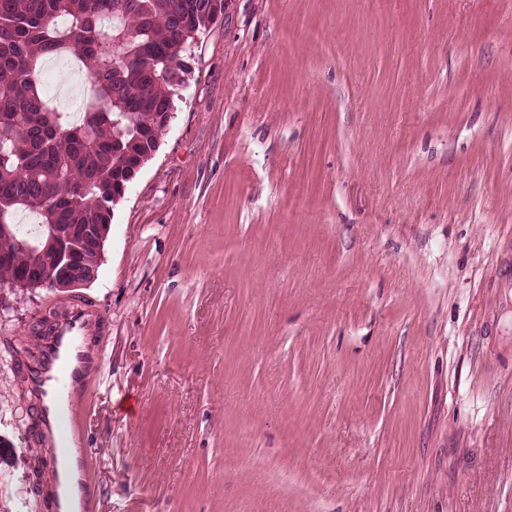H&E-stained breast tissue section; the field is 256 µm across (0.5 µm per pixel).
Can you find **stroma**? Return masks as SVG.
I'll list each match as a JSON object with an SVG mask.
<instances>
[{
  "label": "stroma",
  "instance_id": "35a3bbf8",
  "mask_svg": "<svg viewBox=\"0 0 512 512\" xmlns=\"http://www.w3.org/2000/svg\"><path fill=\"white\" fill-rule=\"evenodd\" d=\"M115 210L99 512H512V0H228ZM0 512L37 402L5 342Z\"/></svg>",
  "mask_w": 512,
  "mask_h": 512
}]
</instances>
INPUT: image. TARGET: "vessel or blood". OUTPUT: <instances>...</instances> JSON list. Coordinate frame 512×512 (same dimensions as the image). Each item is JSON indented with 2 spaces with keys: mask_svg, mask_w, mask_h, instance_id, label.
<instances>
[{
  "mask_svg": "<svg viewBox=\"0 0 512 512\" xmlns=\"http://www.w3.org/2000/svg\"><path fill=\"white\" fill-rule=\"evenodd\" d=\"M105 320L90 303L71 307L50 339L39 342L21 376L23 391L37 398L35 445L54 460L51 480L41 493L43 512H96L89 496H75L92 472V462L73 447L84 431L89 376L100 355L84 338Z\"/></svg>",
  "mask_w": 512,
  "mask_h": 512,
  "instance_id": "1",
  "label": "vessel or blood"
}]
</instances>
